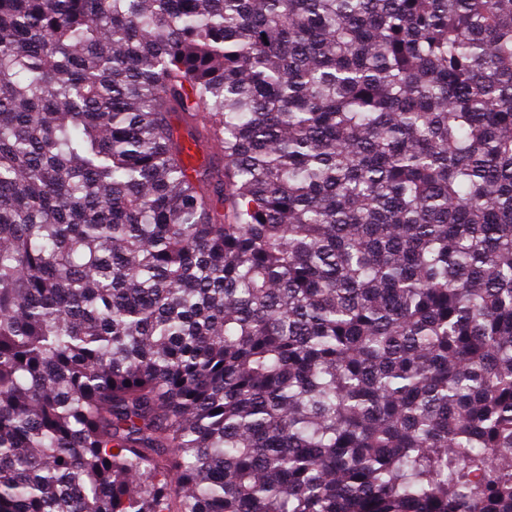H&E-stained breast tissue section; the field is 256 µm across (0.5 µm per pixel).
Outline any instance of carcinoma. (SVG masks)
<instances>
[{
	"label": "carcinoma",
	"mask_w": 512,
	"mask_h": 512,
	"mask_svg": "<svg viewBox=\"0 0 512 512\" xmlns=\"http://www.w3.org/2000/svg\"><path fill=\"white\" fill-rule=\"evenodd\" d=\"M0 512H512V0H0Z\"/></svg>",
	"instance_id": "cac0c4a2"
}]
</instances>
